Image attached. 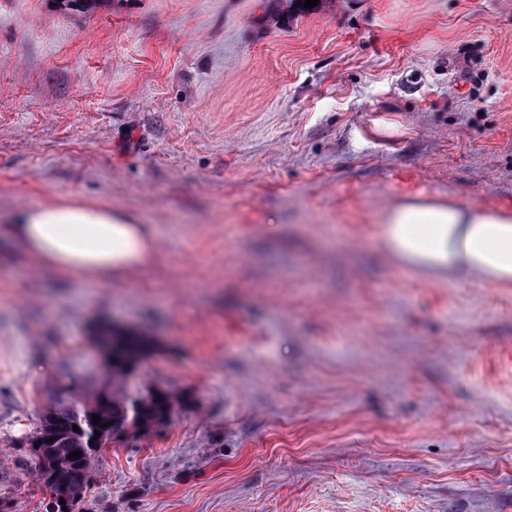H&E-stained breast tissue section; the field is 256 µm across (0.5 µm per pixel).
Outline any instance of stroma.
I'll return each mask as SVG.
<instances>
[{
  "label": "stroma",
  "mask_w": 512,
  "mask_h": 512,
  "mask_svg": "<svg viewBox=\"0 0 512 512\" xmlns=\"http://www.w3.org/2000/svg\"><path fill=\"white\" fill-rule=\"evenodd\" d=\"M412 197L512 207V0H0V496L43 512L21 449L113 327L180 404L80 512H512V286L398 265ZM74 200L151 264L35 262L14 213Z\"/></svg>",
  "instance_id": "1"
}]
</instances>
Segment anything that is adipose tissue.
Listing matches in <instances>:
<instances>
[{"label": "adipose tissue", "mask_w": 512, "mask_h": 512, "mask_svg": "<svg viewBox=\"0 0 512 512\" xmlns=\"http://www.w3.org/2000/svg\"><path fill=\"white\" fill-rule=\"evenodd\" d=\"M13 232L39 264L101 285L149 264L155 238L107 204L49 203L19 211ZM380 242L401 266L434 279L477 275L512 285V208L410 199L386 210Z\"/></svg>", "instance_id": "ef3b65f1"}]
</instances>
